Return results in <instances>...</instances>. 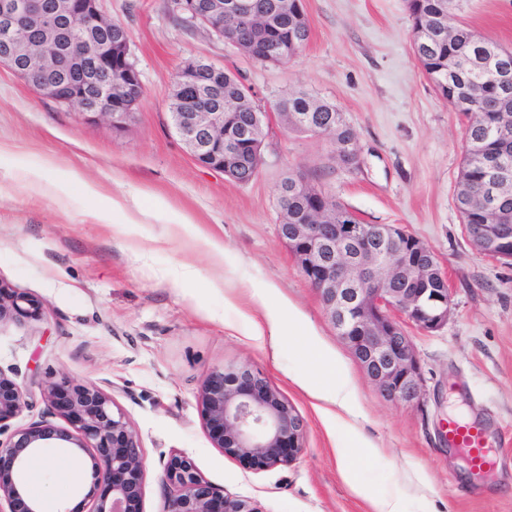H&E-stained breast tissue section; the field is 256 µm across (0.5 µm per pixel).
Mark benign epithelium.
Here are the masks:
<instances>
[{
	"label": "benign epithelium",
	"instance_id": "1",
	"mask_svg": "<svg viewBox=\"0 0 512 512\" xmlns=\"http://www.w3.org/2000/svg\"><path fill=\"white\" fill-rule=\"evenodd\" d=\"M188 21L224 37L222 19L247 23L254 31L270 21L258 0H177ZM92 42L95 61L88 67L73 52L76 39ZM0 41L19 62L12 71L23 78L41 76L39 91L78 109L86 121L106 118L120 129L132 113L129 88L140 83L131 62L128 32L112 29L98 0H0ZM211 64H187L174 79L173 125L195 160L228 176L251 156H259L263 126L246 137V149L224 150L234 138L230 117L214 86L201 98L184 100L182 89ZM331 207L313 212L309 224L280 219L278 235L319 292L342 340L368 379L391 402L415 405L423 394V374L405 326L433 332L448 323L451 295L434 251L396 224L367 231L360 224L325 223ZM471 245L500 261H512V224H482ZM41 303L0 282V323L34 319ZM52 414L70 428L45 418L0 441V512H44L42 502L15 484L13 470L30 457L59 445L89 459L93 484L87 512H135L144 492V464L138 436L112 398L92 385L40 384ZM27 391L0 370V434L28 405ZM206 427L215 447L247 460L255 469L286 466L305 452L302 416L260 373L228 366L206 375L200 391ZM164 512H257L252 502L215 489L182 455L171 456L161 477Z\"/></svg>",
	"mask_w": 512,
	"mask_h": 512
}]
</instances>
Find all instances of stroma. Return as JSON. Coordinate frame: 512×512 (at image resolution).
I'll return each instance as SVG.
<instances>
[{
  "instance_id": "stroma-1",
  "label": "stroma",
  "mask_w": 512,
  "mask_h": 512,
  "mask_svg": "<svg viewBox=\"0 0 512 512\" xmlns=\"http://www.w3.org/2000/svg\"><path fill=\"white\" fill-rule=\"evenodd\" d=\"M310 38L287 65L259 64L200 25L173 0H100L130 37L142 94L127 126L86 122L0 63V283L28 294L41 314L0 323V370L17 383L63 380L104 389L140 439V512H163L165 462L180 454L224 493L259 512H372L397 496L404 512H512V266L478 253L454 204L467 119L416 61L406 0H301ZM454 22L512 50V0H461ZM201 59L230 70L268 113L258 176L245 185L201 166L176 134L169 102L177 71ZM307 89L333 102L357 136L359 163L344 167L333 141L287 127L276 101ZM71 170L67 194L30 181L33 169ZM306 172L366 224H397L428 245L448 276L441 329L409 328L424 377L419 406L386 400L327 315L318 291L281 241L277 187ZM93 184L98 201L85 194ZM139 203L138 223L98 217L111 202ZM191 220L172 223L173 215ZM270 285L311 328L256 336ZM320 351L356 385L357 433L302 387ZM246 365L300 413L305 453L268 470L224 455L203 423L205 375ZM487 419L499 463L471 473L440 422L456 409ZM39 481L46 512H86L92 478L64 486L74 454ZM351 465L366 496L343 472Z\"/></svg>"
}]
</instances>
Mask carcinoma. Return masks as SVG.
I'll return each mask as SVG.
<instances>
[{
	"label": "carcinoma",
	"instance_id": "carcinoma-1",
	"mask_svg": "<svg viewBox=\"0 0 512 512\" xmlns=\"http://www.w3.org/2000/svg\"><path fill=\"white\" fill-rule=\"evenodd\" d=\"M272 13V24L266 37L253 40L247 28L238 22L224 20V38L243 43V51L254 61L264 64L269 55L277 52L280 44L300 53L310 37V28L301 6L290 3L288 11L280 10L282 0H263ZM460 0H407L412 19V42L417 62L436 90L457 112L468 117L463 142V163L459 172L455 203L466 224H485L487 219L480 209L471 204L472 196L480 190L484 172L475 162L473 151L496 150L493 129L498 120L497 101L512 99V51L497 42L480 38L468 27L451 25L446 33L434 24L442 13L452 14ZM224 83V111L231 114L234 126L248 133L265 117L249 97L236 103L235 97L242 90L239 79L229 73L206 70L198 78L197 86L217 81ZM275 112L286 113V123L296 129L328 133L336 142L339 152H357L356 135L336 105L311 92L300 89L279 100ZM299 173L290 172L278 186V192H288V223L304 224L308 210L330 199L332 195L312 185V192L295 189Z\"/></svg>",
	"mask_w": 512,
	"mask_h": 512
}]
</instances>
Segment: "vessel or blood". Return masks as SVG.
<instances>
[{
  "label": "vessel or blood",
  "mask_w": 512,
  "mask_h": 512,
  "mask_svg": "<svg viewBox=\"0 0 512 512\" xmlns=\"http://www.w3.org/2000/svg\"><path fill=\"white\" fill-rule=\"evenodd\" d=\"M441 435L449 447L465 453L471 468L483 471L494 467L496 442L484 420L448 416L442 423Z\"/></svg>",
  "instance_id": "obj_1"
}]
</instances>
